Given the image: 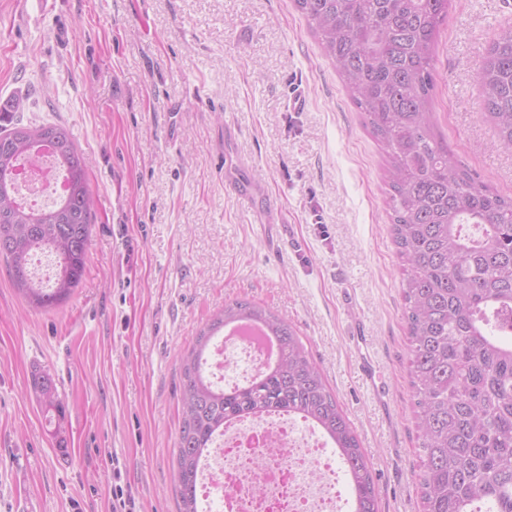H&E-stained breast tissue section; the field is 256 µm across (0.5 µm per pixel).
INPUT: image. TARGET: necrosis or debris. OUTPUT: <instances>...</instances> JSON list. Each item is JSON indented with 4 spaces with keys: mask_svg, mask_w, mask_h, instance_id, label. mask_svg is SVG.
Instances as JSON below:
<instances>
[{
    "mask_svg": "<svg viewBox=\"0 0 512 512\" xmlns=\"http://www.w3.org/2000/svg\"><path fill=\"white\" fill-rule=\"evenodd\" d=\"M59 171L53 160L23 173L28 204L58 200ZM268 361L266 342L232 334L217 337L204 364L216 386L253 379ZM339 456L313 424L285 412L247 417L215 436L199 466L205 512H350L335 474Z\"/></svg>",
    "mask_w": 512,
    "mask_h": 512,
    "instance_id": "necrosis-or-debris-1",
    "label": "necrosis or debris"
}]
</instances>
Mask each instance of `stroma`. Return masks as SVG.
Instances as JSON below:
<instances>
[{
  "label": "stroma",
  "instance_id": "1",
  "mask_svg": "<svg viewBox=\"0 0 512 512\" xmlns=\"http://www.w3.org/2000/svg\"><path fill=\"white\" fill-rule=\"evenodd\" d=\"M508 25L512 0H452L433 108L457 163L506 197L512 150L493 144L478 71ZM15 101L11 121L69 130L95 221L59 306L30 309L0 260V512H179L181 361L242 300L285 317L319 366L380 512H422L386 158L293 0H0V105ZM228 152L280 223L225 189ZM31 387L39 403L47 412L54 411L58 416L63 411V401L59 396L55 379L45 371L31 374Z\"/></svg>",
  "mask_w": 512,
  "mask_h": 512
}]
</instances>
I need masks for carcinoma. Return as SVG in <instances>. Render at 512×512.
Segmentation results:
<instances>
[{
    "instance_id": "1",
    "label": "carcinoma",
    "mask_w": 512,
    "mask_h": 512,
    "mask_svg": "<svg viewBox=\"0 0 512 512\" xmlns=\"http://www.w3.org/2000/svg\"><path fill=\"white\" fill-rule=\"evenodd\" d=\"M293 2L388 159L425 512H512V198L461 169L433 131L434 46L451 0ZM479 81L494 145L512 150V26L489 44ZM42 144L52 147L68 191L28 208L12 175L23 161L39 162ZM93 219L86 162L68 130L18 122L0 131V257L31 307L56 306L81 284ZM40 252L58 264L48 290L30 277ZM243 322L262 325L280 357L246 385L217 387L204 360L219 332ZM31 387L46 411L62 413L52 375L32 372ZM181 403L180 512H199V465L214 436L270 411L316 425L345 465L354 512H379L368 462L335 396L288 321L270 309L235 301L211 317L183 363Z\"/></svg>"
}]
</instances>
